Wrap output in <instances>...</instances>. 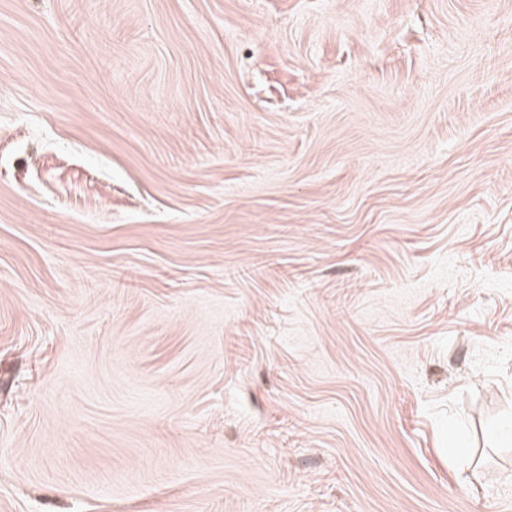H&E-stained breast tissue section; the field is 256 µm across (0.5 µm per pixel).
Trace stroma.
Instances as JSON below:
<instances>
[{
    "label": "stroma",
    "mask_w": 512,
    "mask_h": 512,
    "mask_svg": "<svg viewBox=\"0 0 512 512\" xmlns=\"http://www.w3.org/2000/svg\"><path fill=\"white\" fill-rule=\"evenodd\" d=\"M0 512H512V0H0Z\"/></svg>",
    "instance_id": "obj_1"
}]
</instances>
